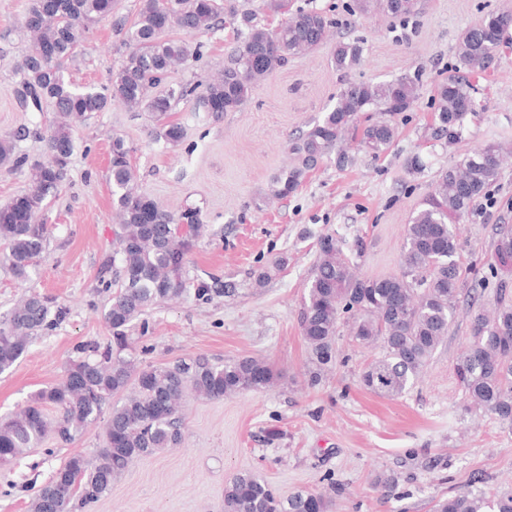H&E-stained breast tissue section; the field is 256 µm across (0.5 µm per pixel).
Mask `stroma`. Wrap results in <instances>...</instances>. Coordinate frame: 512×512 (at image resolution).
<instances>
[{
  "mask_svg": "<svg viewBox=\"0 0 512 512\" xmlns=\"http://www.w3.org/2000/svg\"><path fill=\"white\" fill-rule=\"evenodd\" d=\"M335 17L337 37L360 39L363 63L355 80L418 76L420 97L397 118L398 135L378 158L354 149L345 168L323 162L288 199L270 192L290 165V141L332 108L343 78L331 45L288 63L259 81L236 112L197 111L180 104L171 121L184 128L175 146L157 142L147 112L113 103L76 129V149L65 177L39 214L49 246L26 280L14 277L0 243V316L24 295L37 293L56 323L34 337L23 356L0 373V417L26 406L41 389L61 383L81 348L106 343L113 330L104 309L115 291L118 226L109 164L113 136L132 147L138 183L164 209L196 207L208 232L190 246L193 289L160 303L126 329L132 353L145 365L165 366L198 357L219 363L258 357L274 373L273 387L212 400L187 392L183 442L134 460L111 492L86 512H224V486L236 474L261 475L280 495L326 493L330 512H430L434 500L460 486L512 491V426L466 411L453 365L469 333L468 306L459 302L448 336L402 396L386 398L358 382L380 347L354 342L339 328L340 363L320 383L309 382V353L300 311L319 235L342 239L360 274L386 277L400 270L401 245L411 216L430 194L439 171L461 153L489 144L512 147V43L495 65L470 75L476 103L457 147L431 137L433 89L456 63L461 32L512 0H421L407 21L381 12L350 15V0H304ZM29 0H0V136L17 135L29 164L49 158L55 113L23 108L17 99L18 65L34 40L24 27ZM205 46L196 67L172 70L169 83L210 80L236 45V25L199 34ZM128 53L123 32L97 24L75 60L76 86L108 83ZM419 157L420 172L406 162ZM512 224V158L459 226V260L466 278L485 275L493 261V227ZM287 254V268L264 286L253 272ZM236 293L225 296V284ZM103 423L87 426L70 444L47 438L8 467H0V512H30L36 491L76 452L102 447Z\"/></svg>",
  "mask_w": 512,
  "mask_h": 512,
  "instance_id": "1",
  "label": "stroma"
}]
</instances>
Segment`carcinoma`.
Masks as SVG:
<instances>
[{"label": "carcinoma", "mask_w": 512, "mask_h": 512, "mask_svg": "<svg viewBox=\"0 0 512 512\" xmlns=\"http://www.w3.org/2000/svg\"><path fill=\"white\" fill-rule=\"evenodd\" d=\"M264 7L263 11L229 9L238 24L239 41L221 77L168 85L171 68L199 62L203 45L166 38L164 33L175 27L186 34L222 29L224 0H141L132 20L121 16L115 21L131 47L122 67L105 85L77 89L66 79L64 65L87 41L92 26L112 17L114 0H29L25 27L35 45L52 48L54 58L44 61L33 51L18 72L33 107L39 112L45 105L51 107L58 120L48 139L51 159L33 165L28 188L0 206L4 259L17 278L26 279L46 253L48 230L37 223V216L57 192L74 153L72 120L102 112L114 101L147 111L158 120L193 98L204 109L212 104L221 112H235L247 102L256 82L286 65L289 58L315 50L336 27V19L328 13L302 6L293 9L288 0H264ZM356 7L361 12L378 8L402 20L415 14L419 4L418 0H356ZM268 11L284 14L275 30L268 26ZM511 30V7L488 13L464 30L456 45L457 67L435 87L433 138L450 146L461 142L473 97L460 72L489 69ZM332 62L336 71L349 75L363 63L362 45L338 41ZM419 95L418 79L407 75L380 83L346 80L334 107L290 143L293 164L274 176V195L286 198L295 193L326 160H335L339 168L351 164L350 141L375 158L385 154L398 132L393 118L410 111ZM365 112L376 118L360 122ZM183 137L181 124L171 121L163 123L157 134V140L171 146ZM499 151V146L487 145L467 152L439 174L407 224L397 275H358L341 240L330 233L319 237L300 316L314 366L311 384L338 363V324L344 317L354 341L381 346V356L360 374L364 388L398 397L415 384L448 335L463 284L458 225L497 180L502 164ZM130 153L123 138H112L110 179L119 226V265L116 291L104 317L114 330L113 341L85 348L69 364L62 383L39 391L27 406L0 421V458L10 462L39 447L53 432L60 441L71 443L101 419L108 399L119 400L105 423V447L91 456L71 455L38 489L31 512H84L111 491L112 480L133 459L180 446L181 400L187 389L221 399L266 389L274 382L269 364L255 357L224 363L198 358L153 366L123 355L129 348L124 330L149 306L190 292L187 253L191 241L206 231L199 211L188 209L176 218L139 187ZM26 163V157L17 154L14 139L0 137V168L15 171ZM179 219L188 220L187 238L172 233ZM493 259L490 276L476 279L470 295L478 296V289L492 282L498 307L489 315L472 305L471 336L453 370L471 406L512 426V224L496 225ZM287 265L288 257L277 258L257 272L255 282L269 281ZM50 315L49 302L31 293L0 317V373L16 363L39 331L52 325ZM49 406L63 409L62 417L50 420ZM330 508L331 500L310 491L282 497L253 472L237 474L224 487V512H329ZM433 512H512V493L489 495L466 487L436 501Z\"/></svg>", "instance_id": "carcinoma-1"}]
</instances>
